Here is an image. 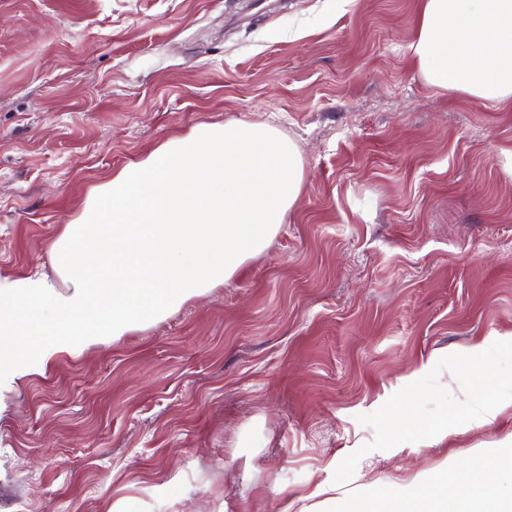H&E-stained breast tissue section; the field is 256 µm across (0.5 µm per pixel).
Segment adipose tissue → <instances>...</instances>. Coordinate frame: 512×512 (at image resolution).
<instances>
[{
    "label": "adipose tissue",
    "instance_id": "obj_1",
    "mask_svg": "<svg viewBox=\"0 0 512 512\" xmlns=\"http://www.w3.org/2000/svg\"><path fill=\"white\" fill-rule=\"evenodd\" d=\"M412 67L431 87L512 101V0H420ZM266 124H201L92 187L46 250L51 273L0 276V390L59 355L145 328L265 249L304 188Z\"/></svg>",
    "mask_w": 512,
    "mask_h": 512
}]
</instances>
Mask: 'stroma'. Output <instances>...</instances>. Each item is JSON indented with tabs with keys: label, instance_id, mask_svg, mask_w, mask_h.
I'll return each mask as SVG.
<instances>
[{
	"label": "stroma",
	"instance_id": "stroma-1",
	"mask_svg": "<svg viewBox=\"0 0 512 512\" xmlns=\"http://www.w3.org/2000/svg\"><path fill=\"white\" fill-rule=\"evenodd\" d=\"M416 16L0 0L1 275L47 268L93 186L193 126L271 124L305 166L223 286L0 393V512H303L320 481L377 512L448 457L512 494V103L427 85Z\"/></svg>",
	"mask_w": 512,
	"mask_h": 512
}]
</instances>
